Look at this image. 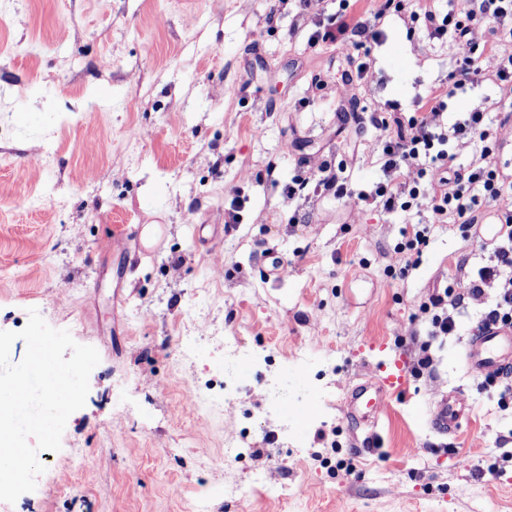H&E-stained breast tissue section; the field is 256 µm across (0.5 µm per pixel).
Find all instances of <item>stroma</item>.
<instances>
[{"instance_id":"35a3bbf8","label":"stroma","mask_w":512,"mask_h":512,"mask_svg":"<svg viewBox=\"0 0 512 512\" xmlns=\"http://www.w3.org/2000/svg\"><path fill=\"white\" fill-rule=\"evenodd\" d=\"M269 8L0 0V331L34 308L100 356L35 490L0 512H512V403L463 361L495 290L376 427L347 414L387 356L412 367L457 262L489 259L473 230L433 224L407 267L412 215L356 198L381 175L371 110L412 112L454 43L391 12L383 40L344 52ZM362 61L369 82H344ZM322 163L353 196L287 201ZM228 336L253 362L241 386L222 383ZM448 393L467 408L453 436L424 417ZM295 403L308 415L282 420Z\"/></svg>"}]
</instances>
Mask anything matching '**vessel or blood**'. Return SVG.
<instances>
[{"mask_svg":"<svg viewBox=\"0 0 512 512\" xmlns=\"http://www.w3.org/2000/svg\"><path fill=\"white\" fill-rule=\"evenodd\" d=\"M465 362L476 374L507 377L512 375V330L490 325L471 336L465 350ZM407 374L401 359L392 358L380 368L378 377L357 385L348 400L350 416L376 424L389 393L401 391ZM464 414L455 395L444 396L428 413V420L438 432L454 433Z\"/></svg>","mask_w":512,"mask_h":512,"instance_id":"vessel-or-blood-1","label":"vessel or blood"}]
</instances>
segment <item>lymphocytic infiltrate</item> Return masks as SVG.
<instances>
[{
    "mask_svg": "<svg viewBox=\"0 0 512 512\" xmlns=\"http://www.w3.org/2000/svg\"><path fill=\"white\" fill-rule=\"evenodd\" d=\"M291 1L297 7L296 20L313 24L310 43H329L345 50L352 36L367 32L377 39L382 35L378 29L366 31L348 0H339L338 10L328 16L323 13V0H274L272 13L281 12ZM421 13L429 39L453 35L459 64L451 83H439L416 97L413 115H404L393 101L372 113L371 122L380 132L382 179L370 190L354 193L321 164L310 175L295 176L286 188V197L292 201L303 197L313 183L339 197L356 195L365 205L386 213H422L426 225L451 219L471 227L487 220L496 222L488 265L477 275L464 276L457 287L434 292L423 305L429 339L421 344L423 354L413 367L417 373L433 362L430 339L455 330L466 298L496 289V301L480 323L512 325V174L498 168L497 147L490 143L485 127V108L471 109L453 120L448 117L449 98L478 84L484 76L481 61L486 57L495 62L492 76L500 99H512V0H468L462 12L442 16L425 6ZM477 140L483 143L479 156L467 168L453 167L449 146L463 149Z\"/></svg>",
    "mask_w": 512,
    "mask_h": 512,
    "instance_id": "lymphocytic-infiltrate-1",
    "label": "lymphocytic infiltrate"
}]
</instances>
